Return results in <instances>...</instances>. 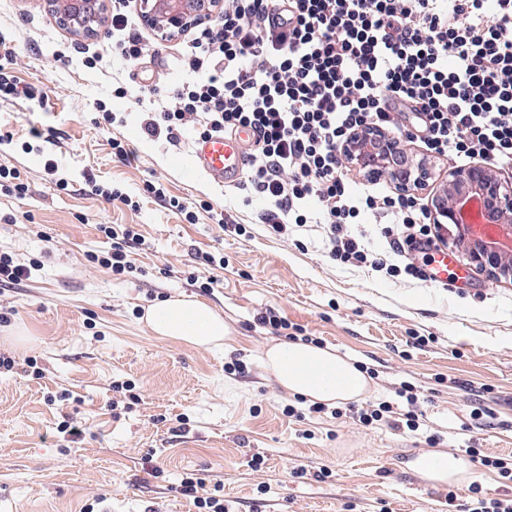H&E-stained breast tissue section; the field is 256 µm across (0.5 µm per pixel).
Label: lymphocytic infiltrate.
<instances>
[{
	"label": "lymphocytic infiltrate",
	"mask_w": 512,
	"mask_h": 512,
	"mask_svg": "<svg viewBox=\"0 0 512 512\" xmlns=\"http://www.w3.org/2000/svg\"><path fill=\"white\" fill-rule=\"evenodd\" d=\"M183 65L193 80L147 108L145 133L175 142L189 122L203 136L253 130L245 185L268 203L261 223L283 238L292 223L323 225L328 255L342 264L423 281L432 260L434 233L414 198L347 193L336 151L360 126L453 159L512 163V0H224ZM363 212L389 221L391 253L423 251L422 264L399 267L350 234ZM399 225L418 238L401 240ZM104 233L112 250L91 262L133 271L126 247L140 234Z\"/></svg>",
	"instance_id": "f902f5d3"
}]
</instances>
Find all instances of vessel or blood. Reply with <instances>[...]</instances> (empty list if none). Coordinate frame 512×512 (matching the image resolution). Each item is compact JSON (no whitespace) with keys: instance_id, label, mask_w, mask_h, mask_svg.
Segmentation results:
<instances>
[{"instance_id":"1","label":"vessel or blood","mask_w":512,"mask_h":512,"mask_svg":"<svg viewBox=\"0 0 512 512\" xmlns=\"http://www.w3.org/2000/svg\"><path fill=\"white\" fill-rule=\"evenodd\" d=\"M253 140L252 131L247 129L232 135L216 134L195 140L190 154L193 172L218 184L237 182L244 173ZM460 279L456 258L443 251L436 253L431 286L453 288Z\"/></svg>"}]
</instances>
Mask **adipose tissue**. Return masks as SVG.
<instances>
[{
  "instance_id": "obj_1",
  "label": "adipose tissue",
  "mask_w": 512,
  "mask_h": 512,
  "mask_svg": "<svg viewBox=\"0 0 512 512\" xmlns=\"http://www.w3.org/2000/svg\"><path fill=\"white\" fill-rule=\"evenodd\" d=\"M145 319L153 333L196 349L232 343L224 316L208 304L184 296L149 306ZM264 366L290 393L318 404L334 405L358 400L371 390V380L353 361L335 350L305 342L270 346Z\"/></svg>"
}]
</instances>
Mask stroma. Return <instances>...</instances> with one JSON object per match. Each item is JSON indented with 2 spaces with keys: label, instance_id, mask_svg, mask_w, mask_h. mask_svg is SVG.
<instances>
[{
  "label": "stroma",
  "instance_id": "35a3bbf8",
  "mask_svg": "<svg viewBox=\"0 0 512 512\" xmlns=\"http://www.w3.org/2000/svg\"><path fill=\"white\" fill-rule=\"evenodd\" d=\"M126 10L146 46L135 61L113 54L110 22L82 38L39 0H0V79L44 94L0 98V164L29 186L22 196L0 189V252L42 264L0 288V352L43 371L0 374V512H85L105 497L114 512H199L189 478L204 479V495L226 512H461L512 497V481L480 463L512 456V284L469 265L457 288L346 267L314 226L270 237L261 196L184 175L177 161L196 131L176 144L143 133L136 91L164 96L189 81L181 58L194 33L160 40L138 0ZM116 139L134 161L115 156ZM48 157L68 189L45 171ZM93 180L137 209L93 194ZM153 181L163 196L148 192ZM174 199L195 206L196 220ZM116 224L143 238L123 275L88 259L111 250L102 228ZM209 254L224 267L205 293L191 278ZM177 295L221 312L231 347L156 336L146 306ZM269 312L287 328L261 324ZM292 336L365 368L370 393L337 418L310 412L262 362ZM404 385L416 404L397 396ZM383 401L398 425L360 421ZM410 413L418 431L404 423ZM65 421L77 434L61 433ZM458 448L477 449L478 481L435 484L409 467L418 454Z\"/></svg>",
  "mask_w": 512,
  "mask_h": 512
}]
</instances>
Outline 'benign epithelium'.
Listing matches in <instances>:
<instances>
[{"label": "benign epithelium", "instance_id": "1", "mask_svg": "<svg viewBox=\"0 0 512 512\" xmlns=\"http://www.w3.org/2000/svg\"><path fill=\"white\" fill-rule=\"evenodd\" d=\"M58 23L72 33L97 34L102 0H41ZM223 8V0H141L145 23L166 39L212 20ZM343 167L356 171L363 180H387L395 191L406 195L437 184L430 201L432 223L448 225V243L461 249L467 262L494 282L512 281V254L480 239L464 241L458 223L461 202L474 197L483 215L498 224L504 237L512 239V181L496 167L484 162L452 167L444 174L435 161L421 157L380 126H362L338 150Z\"/></svg>", "mask_w": 512, "mask_h": 512}]
</instances>
